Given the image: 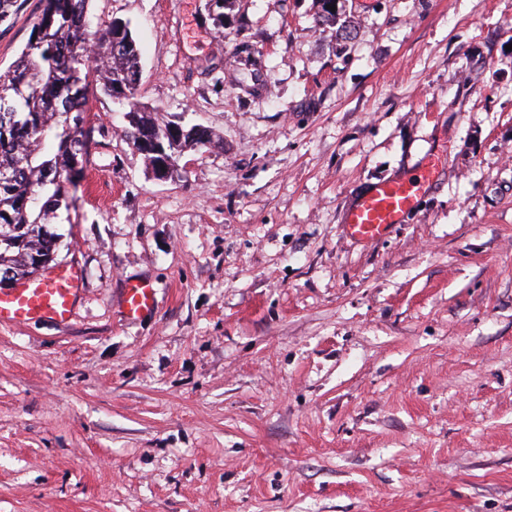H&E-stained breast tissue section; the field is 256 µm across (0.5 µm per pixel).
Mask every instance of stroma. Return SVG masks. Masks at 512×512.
<instances>
[{
	"mask_svg": "<svg viewBox=\"0 0 512 512\" xmlns=\"http://www.w3.org/2000/svg\"><path fill=\"white\" fill-rule=\"evenodd\" d=\"M345 8L341 49L315 0H232L220 32L206 0H90L130 21L141 102L222 143L161 182L90 99L52 227L74 315L0 324V512H512V0ZM429 156L402 223L351 236ZM434 179L433 166L420 174L417 184L392 181L375 187L350 210L347 216L352 236L366 241L382 237L393 224H399L414 206L424 185ZM124 291L125 308L130 319L137 320L153 309L155 291L150 283L132 281L127 283Z\"/></svg>",
	"mask_w": 512,
	"mask_h": 512,
	"instance_id": "35a3bbf8",
	"label": "stroma"
}]
</instances>
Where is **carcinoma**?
Masks as SVG:
<instances>
[{"label": "carcinoma", "instance_id": "carcinoma-1", "mask_svg": "<svg viewBox=\"0 0 512 512\" xmlns=\"http://www.w3.org/2000/svg\"><path fill=\"white\" fill-rule=\"evenodd\" d=\"M26 0H0V26L12 25ZM90 0H41L27 44L0 73V271L21 280L41 274L55 261L57 239L47 226L61 206H69L70 187L89 162L92 130L85 126L90 97L102 93L136 114L124 137L166 144L172 160L188 150L214 147L220 137L201 124L163 119L138 98L141 52L130 23L115 19L90 32ZM318 25L340 24L337 36H354L351 22L327 9L336 0H319ZM103 54L93 57L89 46ZM56 150L45 153L47 137Z\"/></svg>", "mask_w": 512, "mask_h": 512}]
</instances>
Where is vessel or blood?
Here are the masks:
<instances>
[{"label":"vessel or blood","instance_id":"vessel-or-blood-1","mask_svg":"<svg viewBox=\"0 0 512 512\" xmlns=\"http://www.w3.org/2000/svg\"><path fill=\"white\" fill-rule=\"evenodd\" d=\"M433 168H426L418 182L392 181L375 187L350 210L347 216L352 236L366 241L382 237L391 225L401 223L416 200L421 186L430 184ZM81 276L77 267L61 266L44 276L19 281L0 288V324L26 323L50 319L68 323L75 310ZM125 308L130 319L150 312L155 303L151 284L132 281L125 288Z\"/></svg>","mask_w":512,"mask_h":512}]
</instances>
